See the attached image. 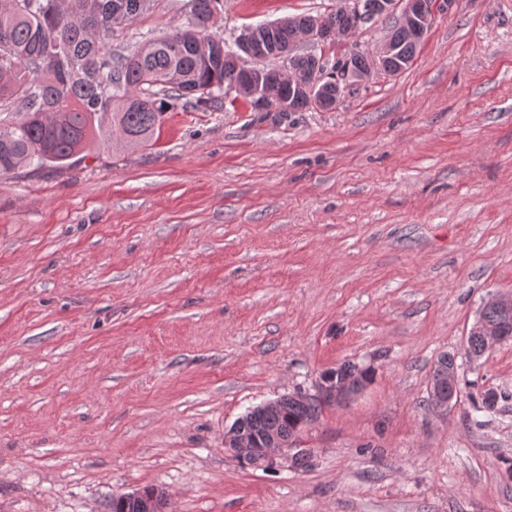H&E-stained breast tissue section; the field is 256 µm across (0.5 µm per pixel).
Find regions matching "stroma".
Here are the masks:
<instances>
[{"instance_id":"obj_1","label":"stroma","mask_w":512,"mask_h":512,"mask_svg":"<svg viewBox=\"0 0 512 512\" xmlns=\"http://www.w3.org/2000/svg\"><path fill=\"white\" fill-rule=\"evenodd\" d=\"M184 3L153 0L113 52ZM339 3L223 0L213 30ZM396 20L300 49L331 65ZM510 291L512 0L436 8L413 64L335 109L180 102L148 145L0 177V512H111L144 487L165 512H512V339L466 351ZM345 362L372 379L297 435L307 466L225 450L248 410ZM454 357L444 354L437 361L435 369L440 365H448V368H442L436 376H432L429 384V394L433 402L432 407L439 413H447L448 407L456 400L458 373L455 365Z\"/></svg>"}]
</instances>
